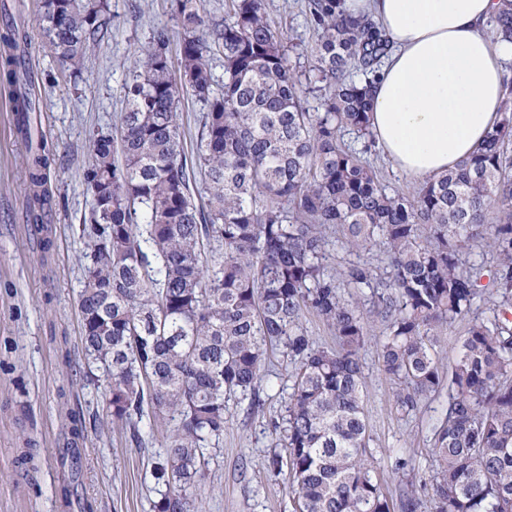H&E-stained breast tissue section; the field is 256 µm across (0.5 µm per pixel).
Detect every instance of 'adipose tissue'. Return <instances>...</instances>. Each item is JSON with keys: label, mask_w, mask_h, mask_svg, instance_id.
<instances>
[{"label": "adipose tissue", "mask_w": 512, "mask_h": 512, "mask_svg": "<svg viewBox=\"0 0 512 512\" xmlns=\"http://www.w3.org/2000/svg\"><path fill=\"white\" fill-rule=\"evenodd\" d=\"M501 0H343L394 49L371 89L377 147L407 177L439 176L473 154L501 118L512 41L486 24Z\"/></svg>", "instance_id": "ef3b65f1"}]
</instances>
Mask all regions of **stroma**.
<instances>
[{
    "label": "stroma",
    "mask_w": 512,
    "mask_h": 512,
    "mask_svg": "<svg viewBox=\"0 0 512 512\" xmlns=\"http://www.w3.org/2000/svg\"><path fill=\"white\" fill-rule=\"evenodd\" d=\"M22 6L30 21L28 58L40 98L39 128L53 153L50 188L52 247L34 248L28 233L26 174L16 138L11 93L0 86V512H153L161 483L153 476L166 432L150 420L140 425L145 441L114 421L104 397L102 365L87 362L77 307L86 259L81 229L92 195L83 180L91 162L87 144L98 130L116 128L124 108L123 86L135 72V50L155 28L167 27L179 44L170 0H110L111 24L80 78L70 77L43 45L35 25L39 0H5ZM271 20L283 30L290 63L307 71L315 62L317 35L304 0H266ZM364 413L368 452L382 486L395 493L397 459L415 464L417 478L432 468V430L445 417L447 395L422 400L409 417L391 401L392 383L375 346L363 354ZM259 383L262 410L248 400L231 404L224 435L207 453L198 490L203 512H293L285 473L269 465L274 440L268 423L276 417L289 386L291 368L279 359L266 365ZM78 446V470L62 465L66 449ZM34 449L37 470L19 464ZM74 487L75 507L60 495Z\"/></svg>",
    "instance_id": "obj_1"
}]
</instances>
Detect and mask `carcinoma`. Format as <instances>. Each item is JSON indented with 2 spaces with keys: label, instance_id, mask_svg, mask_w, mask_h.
I'll use <instances>...</instances> for the list:
<instances>
[{
  "label": "carcinoma",
  "instance_id": "obj_1",
  "mask_svg": "<svg viewBox=\"0 0 512 512\" xmlns=\"http://www.w3.org/2000/svg\"><path fill=\"white\" fill-rule=\"evenodd\" d=\"M341 4L306 0L325 111L305 107L266 0H224V24L212 28L202 0H171L183 31L177 52L167 28H156L140 50L139 74L124 85L120 137L100 130L89 142L82 332L89 359L106 371L113 420L139 444L144 418L168 428L155 467L167 490L154 512H196L207 448L224 433L229 402L256 394L271 353L294 368L283 412L270 421V464L287 470L295 512H512V328L470 317L484 294L512 311V85L483 147L413 198L391 192L363 158L374 148L370 86L391 42L371 17H352ZM502 4L492 34L511 38L512 0ZM109 18V0H41L38 25L51 54L77 76ZM27 42L24 24L4 12L0 82L10 88L25 149L26 221L43 233L53 208L51 158L38 137ZM185 89L208 104L192 160L179 123ZM347 131L362 148L345 143ZM199 176L205 210L193 203ZM493 201L500 209L491 224ZM336 224L341 249L359 256L382 248L385 276L365 262L331 261ZM487 238L497 251L490 289L473 260ZM307 313L336 345L309 336ZM464 320L447 374L435 342ZM372 342L402 414L448 390L429 448L428 497L407 461L396 463V497L376 478L361 362Z\"/></svg>",
  "mask_w": 512,
  "mask_h": 512
}]
</instances>
